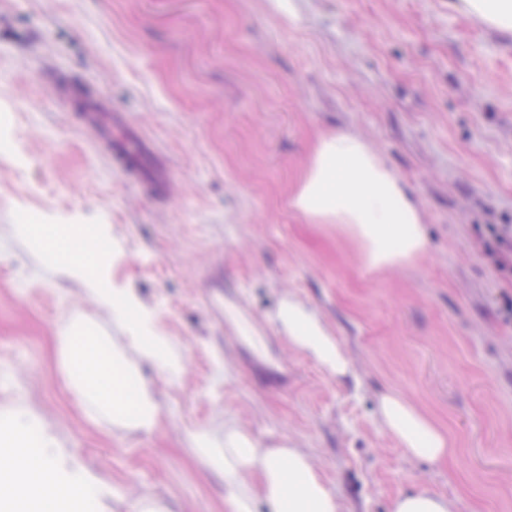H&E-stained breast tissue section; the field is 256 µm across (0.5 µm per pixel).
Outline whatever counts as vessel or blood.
Listing matches in <instances>:
<instances>
[{
    "label": "vessel or blood",
    "instance_id": "vessel-or-blood-1",
    "mask_svg": "<svg viewBox=\"0 0 512 512\" xmlns=\"http://www.w3.org/2000/svg\"><path fill=\"white\" fill-rule=\"evenodd\" d=\"M83 127L94 131L98 142L109 148L108 167L123 176L145 195L174 196L177 179L130 116L112 109L104 96L86 101L81 116Z\"/></svg>",
    "mask_w": 512,
    "mask_h": 512
}]
</instances>
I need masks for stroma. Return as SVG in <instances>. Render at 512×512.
<instances>
[{
  "instance_id": "1",
  "label": "stroma",
  "mask_w": 512,
  "mask_h": 512,
  "mask_svg": "<svg viewBox=\"0 0 512 512\" xmlns=\"http://www.w3.org/2000/svg\"><path fill=\"white\" fill-rule=\"evenodd\" d=\"M0 0V409L32 412L112 489L96 512L156 498L224 512V479L189 435L239 426L303 448L340 512H390L403 494L453 512H512V272L491 229L512 224V42L448 0ZM66 76L155 139L181 183L144 197L110 172L53 95ZM361 138L414 191L429 244L369 272L358 244L291 204L318 136ZM20 224H104L123 247L112 281L136 291L185 351L156 378L145 434L88 416L61 371L71 316L125 333L61 281ZM314 309L353 375L296 351L279 304ZM394 391L444 428L447 462L408 456L375 413Z\"/></svg>"
}]
</instances>
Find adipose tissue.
<instances>
[{"mask_svg":"<svg viewBox=\"0 0 512 512\" xmlns=\"http://www.w3.org/2000/svg\"><path fill=\"white\" fill-rule=\"evenodd\" d=\"M458 12L501 36L512 38V0H453ZM292 204L315 224H333L360 246L371 271L405 267L421 258L428 238L413 193L386 160L355 135L322 136ZM20 232L38 248L59 277L80 281L96 303L122 328L138 358L108 350L84 317H71L61 336L65 381L89 414L139 432L155 431L161 408L143 366L174 379L185 355L171 338L156 332V313L129 288L112 283L107 255L89 254L81 226L23 224ZM289 344L338 378L351 374L339 338L302 303L288 300L277 311ZM377 414L407 455L436 463L447 459L452 442L445 430L398 393L382 394ZM194 458L224 478L225 512H339L336 493L312 458L289 441L265 446L236 427L215 437L200 428L190 436ZM106 489L24 409L0 416V512H89Z\"/></svg>","mask_w":512,"mask_h":512,"instance_id":"adipose-tissue-1","label":"adipose tissue"}]
</instances>
